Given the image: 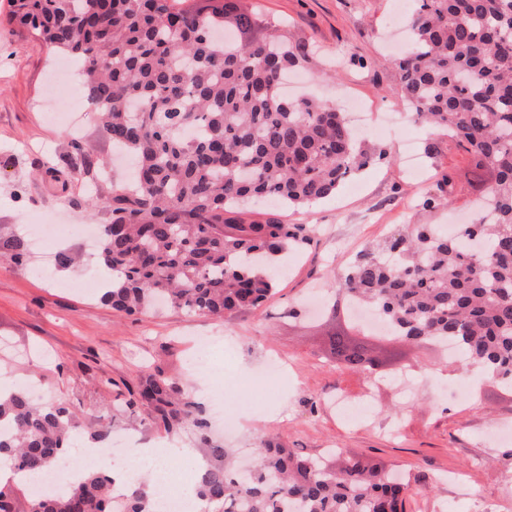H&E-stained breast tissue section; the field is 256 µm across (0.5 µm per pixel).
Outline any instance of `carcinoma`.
<instances>
[{
  "mask_svg": "<svg viewBox=\"0 0 512 512\" xmlns=\"http://www.w3.org/2000/svg\"><path fill=\"white\" fill-rule=\"evenodd\" d=\"M9 21L51 51L78 59L98 125L138 159L133 182L95 197L111 213L95 247L112 270L102 300L131 315L164 296L176 308L222 319L256 309L272 293L269 255L314 229L245 218L256 199L305 206L333 193L373 154L356 141L336 103L285 99L298 62L288 36H255L241 0H11ZM411 45L397 65L402 102L441 128L494 176L483 213L454 237L415 224L336 269L337 300L375 308L414 344L451 340L459 371L512 382V0H414ZM88 166L79 142L71 170ZM487 250L477 256L470 241ZM16 264L23 238L6 242ZM342 367L371 372L378 359L346 333L328 336ZM131 406L169 435L191 424L206 461L196 483L206 512H404L419 479H398L360 460L336 468L260 440L241 471L214 439L197 403L145 375ZM69 411L17 391L0 395V458L39 474L72 448ZM94 471L31 500V512H154L143 484L114 495Z\"/></svg>",
  "mask_w": 512,
  "mask_h": 512,
  "instance_id": "1",
  "label": "carcinoma"
}]
</instances>
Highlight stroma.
Segmentation results:
<instances>
[{
	"label": "stroma",
	"instance_id": "obj_1",
	"mask_svg": "<svg viewBox=\"0 0 512 512\" xmlns=\"http://www.w3.org/2000/svg\"><path fill=\"white\" fill-rule=\"evenodd\" d=\"M398 2L248 0L268 26L313 49L293 71L299 83L292 95H345L389 118L381 135L362 137L386 156L357 171L354 188L307 207L255 205L258 218L318 229L313 243H291L280 254L275 293L261 307L221 321L163 306L129 316L101 302L96 286L103 269L83 245L51 244L75 262L43 276L31 271L39 254L19 266L0 246V375L11 389L34 385L45 403L65 405L78 447H105L99 437L105 427L115 437L165 439L149 409L127 404L141 376L151 374L191 396L210 419V389H222L231 406L251 401L239 432L224 438L240 454L271 434L300 455L325 456L336 466L364 458L420 475L431 489L408 498L406 512H512V383L459 374L432 343L388 339L391 358L373 374L336 365L325 345L329 333L347 327L364 333L348 304L337 303L332 270L405 225L472 218L490 179L475 173L447 132L403 117L392 50L400 39L389 28ZM9 10L8 0H0V239L33 221L108 223L109 213L92 208L90 199L111 196L132 162L113 155L93 120L76 138L55 115L65 98L88 112L81 64L52 54L18 25L3 24ZM76 141L90 159L80 171L64 164ZM409 147L420 158L416 182L402 159ZM443 179L452 189L451 208L420 210L419 197L437 193ZM199 336L216 347L213 360L195 359ZM271 363L283 368L274 391L257 379ZM339 395L367 399L365 425L337 415L331 402Z\"/></svg>",
	"mask_w": 512,
	"mask_h": 512
}]
</instances>
